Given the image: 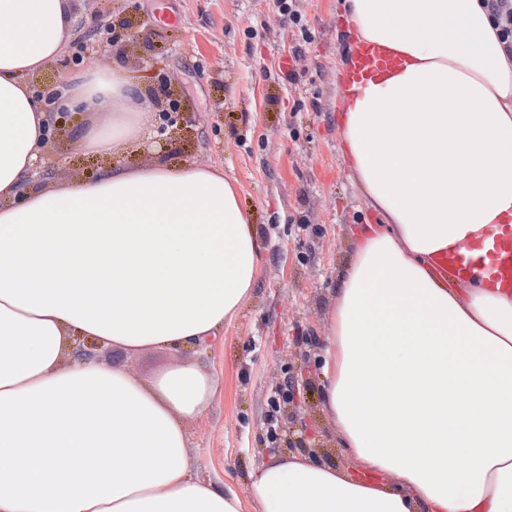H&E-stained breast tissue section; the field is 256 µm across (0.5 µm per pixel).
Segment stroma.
I'll return each instance as SVG.
<instances>
[{
	"label": "stroma",
	"instance_id": "1",
	"mask_svg": "<svg viewBox=\"0 0 512 512\" xmlns=\"http://www.w3.org/2000/svg\"><path fill=\"white\" fill-rule=\"evenodd\" d=\"M295 8L298 25L275 0H71L66 53L38 79L56 83L82 49L102 67L148 77L150 90L177 84L191 133L158 135L155 148L127 163L215 165L238 181L262 253L249 301L204 357L150 347L132 356L108 351L103 361L149 380L200 359L219 376L217 399L186 424L188 450L202 459L199 479L229 483L245 512H261L250 474L272 458L305 448L315 461L346 464L323 410L318 354L338 276L354 250L349 228L380 221L339 150L342 10L338 0H296ZM125 17L141 22L137 44L95 36L101 19ZM56 120L62 137L47 156L49 169L59 180L94 175L97 162L71 147L89 114L64 112ZM288 376L298 391L279 409L277 388ZM273 428L284 437L277 446Z\"/></svg>",
	"mask_w": 512,
	"mask_h": 512
}]
</instances>
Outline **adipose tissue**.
I'll return each mask as SVG.
<instances>
[{
  "label": "adipose tissue",
  "instance_id": "adipose-tissue-1",
  "mask_svg": "<svg viewBox=\"0 0 512 512\" xmlns=\"http://www.w3.org/2000/svg\"><path fill=\"white\" fill-rule=\"evenodd\" d=\"M345 49L397 57L340 90L342 144L377 224L350 234L323 349L348 464L252 474L263 512H512V290L456 275L512 230V55L484 0H345ZM72 33L68 0H0V512H242L197 477L187 421L219 392L200 363L146 380L78 355L207 350L251 296L260 252L223 168L120 156L147 92L89 61L60 106L103 165L44 182L49 114L28 80Z\"/></svg>",
  "mask_w": 512,
  "mask_h": 512
}]
</instances>
